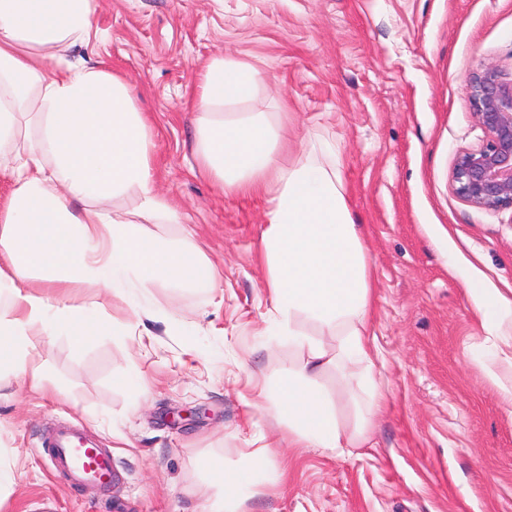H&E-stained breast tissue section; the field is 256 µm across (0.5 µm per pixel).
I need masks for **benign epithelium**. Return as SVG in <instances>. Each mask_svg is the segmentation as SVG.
Instances as JSON below:
<instances>
[{
    "label": "benign epithelium",
    "instance_id": "1",
    "mask_svg": "<svg viewBox=\"0 0 512 512\" xmlns=\"http://www.w3.org/2000/svg\"><path fill=\"white\" fill-rule=\"evenodd\" d=\"M468 90L486 139L457 155L452 185L474 207L512 209V78L484 65L469 78Z\"/></svg>",
    "mask_w": 512,
    "mask_h": 512
}]
</instances>
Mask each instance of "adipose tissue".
I'll return each instance as SVG.
<instances>
[{"instance_id": "ef3b65f1", "label": "adipose tissue", "mask_w": 512, "mask_h": 512, "mask_svg": "<svg viewBox=\"0 0 512 512\" xmlns=\"http://www.w3.org/2000/svg\"><path fill=\"white\" fill-rule=\"evenodd\" d=\"M94 0H0V148L15 152L13 191L0 212V366L9 365L32 389L53 392L39 361L41 337L70 336L82 345L104 329L98 304L55 299L58 288L92 285L104 300L131 310L139 289L163 281L206 286L214 272L198 250L147 238L135 222L112 215L105 200L135 191L138 210L160 224L177 214L154 189L151 131L124 83L95 66L64 62L72 37L90 40ZM247 63L216 60L202 74L195 100L201 136L198 158L226 190L263 194L268 220L260 242L271 320L298 350L279 387L274 414L288 426L292 448L362 447L382 395L346 422L321 383L332 368L375 367L368 314L369 260L354 224L330 143L310 147L290 165L274 155L275 125L233 112L256 90ZM34 117L36 133L20 136L18 117ZM85 203L82 215L71 201ZM329 329L334 345L304 329Z\"/></svg>"}]
</instances>
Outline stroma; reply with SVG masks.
<instances>
[{
    "mask_svg": "<svg viewBox=\"0 0 512 512\" xmlns=\"http://www.w3.org/2000/svg\"><path fill=\"white\" fill-rule=\"evenodd\" d=\"M97 38L66 53L119 75L153 139L155 190L176 224L138 217L129 191L109 203L176 249L199 247L215 286L147 288L145 315L82 348L39 346L62 396L0 372V449L17 456L0 512H205L224 495L213 471L260 482L240 512H512V386L506 360L466 290L512 294V210L474 207L453 189L460 151L486 134L467 94L491 64L512 74V0H95ZM233 59L259 72L240 112L272 118L281 160L327 140L342 156L354 223L370 260L369 332L386 401L374 447L339 456L269 448L277 388L297 352L267 333L259 261L268 203L229 193L202 171L194 108L203 68ZM75 424L110 449L118 479L71 490L51 472L47 430Z\"/></svg>",
    "mask_w": 512,
    "mask_h": 512,
    "instance_id": "stroma-1",
    "label": "stroma"
}]
</instances>
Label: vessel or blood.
<instances>
[{
    "mask_svg": "<svg viewBox=\"0 0 512 512\" xmlns=\"http://www.w3.org/2000/svg\"><path fill=\"white\" fill-rule=\"evenodd\" d=\"M43 446L48 450L52 469L74 486L103 488L115 475L111 451L89 441L77 429H58L45 439Z\"/></svg>",
    "mask_w": 512,
    "mask_h": 512,
    "instance_id": "vessel-or-blood-1",
    "label": "vessel or blood"
}]
</instances>
